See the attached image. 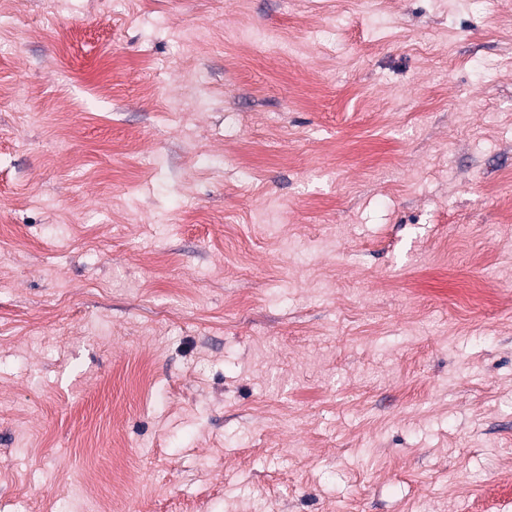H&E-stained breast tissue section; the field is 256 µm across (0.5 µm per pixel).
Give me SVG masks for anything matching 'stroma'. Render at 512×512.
I'll return each instance as SVG.
<instances>
[{"mask_svg": "<svg viewBox=\"0 0 512 512\" xmlns=\"http://www.w3.org/2000/svg\"><path fill=\"white\" fill-rule=\"evenodd\" d=\"M512 512V0H0V512Z\"/></svg>", "mask_w": 512, "mask_h": 512, "instance_id": "1", "label": "stroma"}]
</instances>
